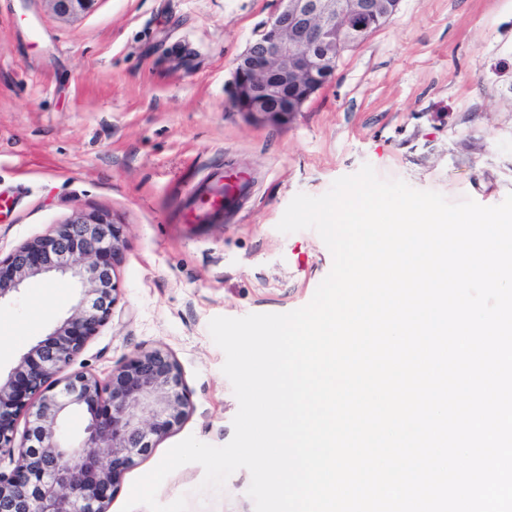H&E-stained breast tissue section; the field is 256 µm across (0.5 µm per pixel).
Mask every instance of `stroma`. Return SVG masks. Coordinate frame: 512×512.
<instances>
[{
  "label": "stroma",
  "mask_w": 512,
  "mask_h": 512,
  "mask_svg": "<svg viewBox=\"0 0 512 512\" xmlns=\"http://www.w3.org/2000/svg\"><path fill=\"white\" fill-rule=\"evenodd\" d=\"M276 0H97L77 18L46 0H0V252L99 213L125 241L112 317L74 366L108 380L137 354L178 362L187 419L128 469L134 481L188 436H233L238 402L222 372L217 316L308 304L332 268L312 229L278 231L296 194H325L370 164L380 178L484 206L512 192V0H402L390 22L339 61L332 82L287 124L229 102L234 62ZM243 175L240 205L211 224L181 211L224 171ZM81 298L67 278H37L0 300V371L44 340ZM187 464L157 499L188 512H254L250 474L199 491Z\"/></svg>",
  "instance_id": "1"
}]
</instances>
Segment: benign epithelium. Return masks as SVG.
<instances>
[{
  "instance_id": "1",
  "label": "benign epithelium",
  "mask_w": 512,
  "mask_h": 512,
  "mask_svg": "<svg viewBox=\"0 0 512 512\" xmlns=\"http://www.w3.org/2000/svg\"><path fill=\"white\" fill-rule=\"evenodd\" d=\"M62 16L86 13L97 0H47ZM401 0H278V8L237 58L230 104L258 121L285 124L334 77L344 52L390 20ZM292 96L273 105L283 91ZM120 226L102 214L75 213L55 230L0 257V301L29 279L61 276L82 285L74 313L0 374V512H108L135 459L181 425L190 400L176 360L162 350L138 354L103 381L66 372L112 316L118 288ZM74 409L89 414L78 447L62 434ZM25 431L16 440V426Z\"/></svg>"
}]
</instances>
